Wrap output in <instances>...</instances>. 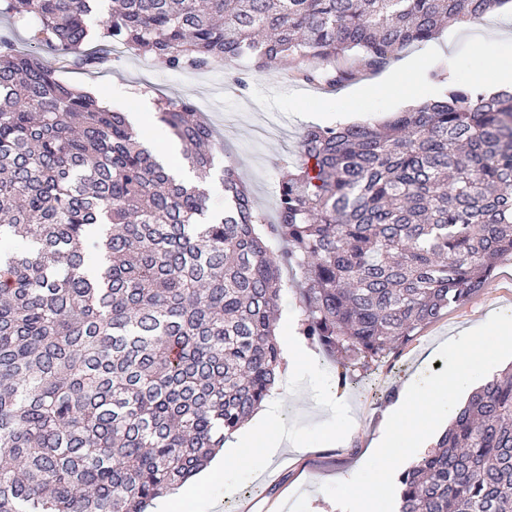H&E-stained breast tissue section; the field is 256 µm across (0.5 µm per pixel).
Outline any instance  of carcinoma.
<instances>
[{
  "label": "carcinoma",
  "mask_w": 512,
  "mask_h": 512,
  "mask_svg": "<svg viewBox=\"0 0 512 512\" xmlns=\"http://www.w3.org/2000/svg\"><path fill=\"white\" fill-rule=\"evenodd\" d=\"M512 0H112L103 38L172 70L241 58L336 88L450 23ZM93 0H0L30 38L83 50ZM200 182L211 128L163 97ZM276 222L224 166V209L177 181L124 113L0 41V512H146L204 467L267 398L288 242L299 332L338 387L467 302L512 260V93L479 81L382 122L309 126ZM98 262L89 274L91 261ZM398 512H512V368L472 393L400 478Z\"/></svg>",
  "instance_id": "1"
}]
</instances>
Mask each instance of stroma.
<instances>
[{"instance_id": "1", "label": "stroma", "mask_w": 512, "mask_h": 512, "mask_svg": "<svg viewBox=\"0 0 512 512\" xmlns=\"http://www.w3.org/2000/svg\"><path fill=\"white\" fill-rule=\"evenodd\" d=\"M491 28H512V9L501 8L479 23L450 26L430 41L407 47L380 74L332 93L283 83L256 71L247 59L235 64L248 81L244 89L229 79L220 63L204 71H174L128 51L111 54L105 69L91 73L62 62L46 47L29 44L28 30L22 25L2 20L0 36L13 38L20 48L55 69L61 81L88 92L111 110H139L145 94L154 100L166 96L191 100L215 130L216 168L234 164L258 206L273 221L279 167L297 160L304 128L381 122L445 92V85L429 77L435 67H447L451 79L458 81L471 78L487 61L512 59V44L488 39ZM415 59L420 62L416 68L411 65ZM498 311L512 314V260L498 264L485 288L465 304L449 309L398 352L373 363L363 380L345 391L334 388L337 364L332 353L314 344L327 389L312 391L301 376L289 378L287 394L278 395L273 404L275 417L285 426L281 453L260 464L256 474L231 473L237 497L221 499L218 508H210V492L198 493L199 512H337L322 485L358 472L365 464L364 450L378 433L382 412L414 375L434 370L426 354ZM329 429L344 430V443L323 446L322 435ZM296 437L308 441V450L294 448Z\"/></svg>"}]
</instances>
